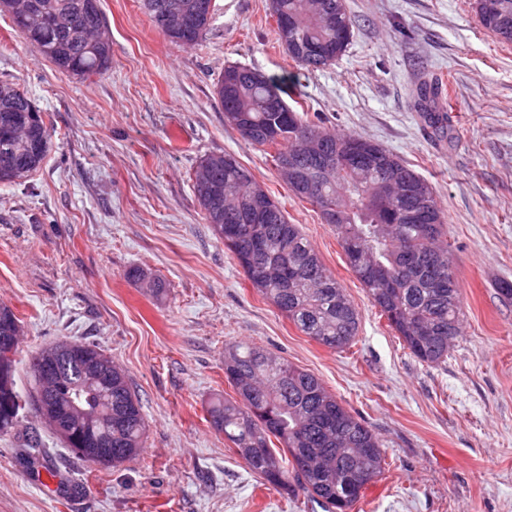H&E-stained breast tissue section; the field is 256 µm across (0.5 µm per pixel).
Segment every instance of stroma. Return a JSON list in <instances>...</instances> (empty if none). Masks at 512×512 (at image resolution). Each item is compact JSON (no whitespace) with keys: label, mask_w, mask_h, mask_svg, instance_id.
<instances>
[{"label":"stroma","mask_w":512,"mask_h":512,"mask_svg":"<svg viewBox=\"0 0 512 512\" xmlns=\"http://www.w3.org/2000/svg\"><path fill=\"white\" fill-rule=\"evenodd\" d=\"M193 47L169 41L142 0H99L112 66L79 80L32 51L0 12V80L19 83L52 129L24 184L0 185V303L21 321L16 389L28 360L65 338L99 345L126 373L147 431L136 459L100 469L74 458L25 411L59 478L33 477L17 434L0 435V512H322L261 486L210 423L231 393L224 346L254 343L318 376L374 430L388 466L354 512H512V45L472 0H346L354 36L310 71L279 45L268 0H215ZM236 63L283 82L289 106L374 140L436 191L463 301L445 364L410 355L369 301L335 230L224 120L214 89ZM448 85L441 138L415 108L420 80ZM228 152L284 207L360 316L336 351L305 336L250 287L203 219L202 156ZM165 283L159 298L127 276Z\"/></svg>","instance_id":"stroma-1"}]
</instances>
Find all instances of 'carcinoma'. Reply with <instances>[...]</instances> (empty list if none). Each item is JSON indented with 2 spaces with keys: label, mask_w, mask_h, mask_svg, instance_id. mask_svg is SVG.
<instances>
[{
  "label": "carcinoma",
  "mask_w": 512,
  "mask_h": 512,
  "mask_svg": "<svg viewBox=\"0 0 512 512\" xmlns=\"http://www.w3.org/2000/svg\"><path fill=\"white\" fill-rule=\"evenodd\" d=\"M152 22L166 12L198 7L196 24L172 29L168 39L192 47L209 29L214 0H143ZM23 17L20 33L29 45L59 70L88 79L111 68L110 39L98 0H0V6ZM332 16L320 17L324 7ZM271 15L288 14L297 40L323 52H307L294 60L309 70L323 69L341 58L353 36L345 0H269ZM481 26L505 44L494 18L475 8ZM14 83L0 81V183L16 184L30 177L47 157L52 132L28 94L12 92ZM215 94L225 121L251 144L262 148L283 180L281 165L289 163L297 181L288 184L299 199L320 214L336 212L332 227L350 267L357 260L376 267V279L359 277L369 299L388 326L416 359L438 366L460 335L462 312L458 279L448 281L452 263L444 213L432 185L397 155L374 143L376 159L356 164L346 145L360 139L311 122L290 107L279 83L237 64L224 68ZM275 98L283 111L270 112ZM416 108L438 134L450 130V118L439 79L420 83ZM316 139L335 157L331 171L317 173L319 160L303 147ZM26 170L20 175V170ZM396 174L424 190L438 223L409 224L401 218L404 203L373 200L377 181ZM219 183L223 195L214 202L207 180ZM194 192L205 223L212 226L243 270L251 288L276 307L305 335L333 350H345L358 336L359 312L344 288L325 267L299 225L291 224L281 204L261 185L251 169L233 154L204 155L194 173ZM410 270L400 268L404 255ZM20 330L13 309L0 304V336ZM15 357L0 348V374L6 373L14 402L0 405V434L15 429L28 401L14 389ZM69 378L58 387L54 402L68 403L80 367L65 368ZM224 379L235 395L216 399L210 422L233 444L234 452L262 484L287 495L303 493L324 512H353L365 491L387 465L376 434L354 416L313 373L299 368L265 347L236 342L224 346ZM89 416L78 424L97 433L112 432V467L137 457L146 432L141 403L125 372L112 366V383L82 393Z\"/></svg>",
  "instance_id": "obj_1"
}]
</instances>
